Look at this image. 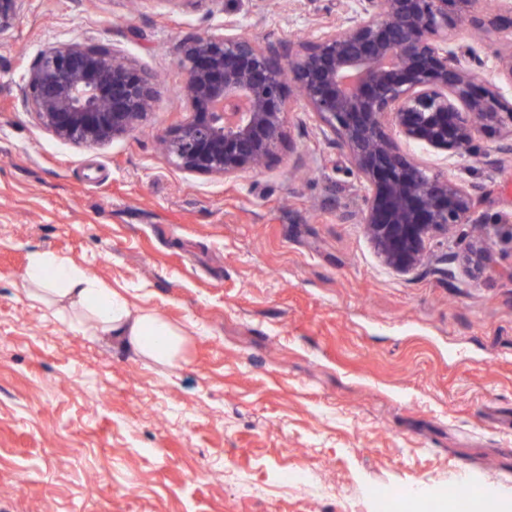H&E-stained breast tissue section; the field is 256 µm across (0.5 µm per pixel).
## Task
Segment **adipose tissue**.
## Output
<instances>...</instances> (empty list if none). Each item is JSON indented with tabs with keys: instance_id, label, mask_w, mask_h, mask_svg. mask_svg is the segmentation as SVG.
Masks as SVG:
<instances>
[{
	"instance_id": "adipose-tissue-1",
	"label": "adipose tissue",
	"mask_w": 512,
	"mask_h": 512,
	"mask_svg": "<svg viewBox=\"0 0 512 512\" xmlns=\"http://www.w3.org/2000/svg\"><path fill=\"white\" fill-rule=\"evenodd\" d=\"M28 282L43 292L71 296L84 306L95 325L140 356L169 370L183 362L185 334L161 314L131 308L126 297L104 286L97 278L65 259L35 255L27 268Z\"/></svg>"
}]
</instances>
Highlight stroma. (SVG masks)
<instances>
[{"mask_svg":"<svg viewBox=\"0 0 512 512\" xmlns=\"http://www.w3.org/2000/svg\"><path fill=\"white\" fill-rule=\"evenodd\" d=\"M345 0H23L0 31V512H375L377 487L455 481L512 507V137L470 156L404 144L477 204L425 268L377 259L364 187L299 94L289 143L226 180L158 138L191 116L174 50L220 34L315 38ZM119 49L157 77L134 132L65 142L19 89L46 47ZM483 272L448 264L474 228ZM71 261L131 305L196 324L169 372L30 300V259ZM287 470L304 488L283 487Z\"/></svg>","mask_w":512,"mask_h":512,"instance_id":"stroma-1","label":"stroma"}]
</instances>
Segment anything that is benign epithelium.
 <instances>
[{"label": "benign epithelium", "instance_id": "obj_1", "mask_svg": "<svg viewBox=\"0 0 512 512\" xmlns=\"http://www.w3.org/2000/svg\"><path fill=\"white\" fill-rule=\"evenodd\" d=\"M21 0H0V30ZM512 0L479 8L475 0H356L312 40L261 43L224 21L220 35L176 47L181 93L192 118L161 138L189 173L233 179L267 163L285 142L284 103L297 92L335 136L366 189L362 224L387 267H421L433 234L463 224L475 198L450 178L428 173L394 134L453 156L474 153L478 132L512 134V102L482 73V61L448 40L460 30L489 36ZM512 86V52L496 58ZM21 93L55 137L86 146L123 137L155 98L154 75L117 49L87 42L44 49ZM461 263L481 271L484 250Z\"/></svg>", "mask_w": 512, "mask_h": 512}]
</instances>
